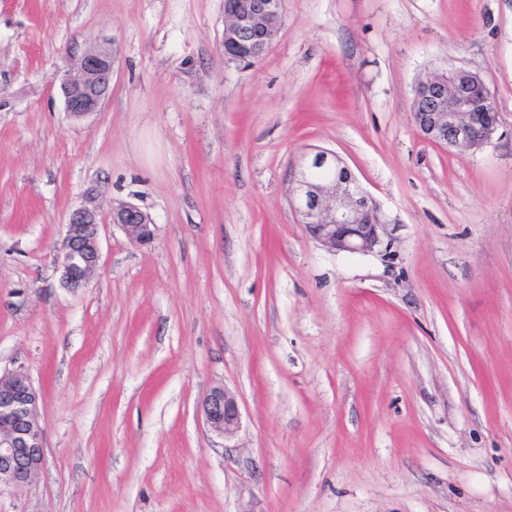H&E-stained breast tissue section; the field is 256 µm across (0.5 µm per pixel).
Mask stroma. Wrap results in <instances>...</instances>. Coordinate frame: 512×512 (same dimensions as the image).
I'll return each instance as SVG.
<instances>
[{"label":"stroma","mask_w":512,"mask_h":512,"mask_svg":"<svg viewBox=\"0 0 512 512\" xmlns=\"http://www.w3.org/2000/svg\"><path fill=\"white\" fill-rule=\"evenodd\" d=\"M110 39L100 112L58 77ZM224 0H0V374L45 461L0 512H512V0H284L252 66ZM478 72L482 147L423 137L415 87ZM334 151L389 255L305 235L298 159ZM138 205L63 288L68 212ZM237 397L233 447L201 410ZM112 224L119 225L127 238L137 245H148L154 237L150 215L133 203H121L112 208Z\"/></svg>","instance_id":"35a3bbf8"}]
</instances>
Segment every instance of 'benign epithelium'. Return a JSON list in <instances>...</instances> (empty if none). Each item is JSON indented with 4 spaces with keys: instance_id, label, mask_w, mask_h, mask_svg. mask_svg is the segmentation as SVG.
<instances>
[{
    "instance_id": "obj_1",
    "label": "benign epithelium",
    "mask_w": 512,
    "mask_h": 512,
    "mask_svg": "<svg viewBox=\"0 0 512 512\" xmlns=\"http://www.w3.org/2000/svg\"><path fill=\"white\" fill-rule=\"evenodd\" d=\"M283 0H225L224 45L232 60L250 64L266 54L281 32ZM112 42L86 50L74 70L60 79L65 111L82 118L100 111L112 87ZM413 116L423 136L449 150L483 146L499 122L481 75L466 68L437 74L415 88ZM292 206L307 237L331 253H376L390 250L386 224L373 198L350 168L332 151L301 155L290 189ZM112 223L127 238L147 245L154 237L150 215L133 203L112 208ZM99 211L71 210L61 246V282L72 291L85 288L101 268ZM41 394L21 372L0 376V488L21 489L37 476L44 462V429L39 418ZM207 427L232 441L242 427L236 396L216 387L202 401Z\"/></svg>"
}]
</instances>
